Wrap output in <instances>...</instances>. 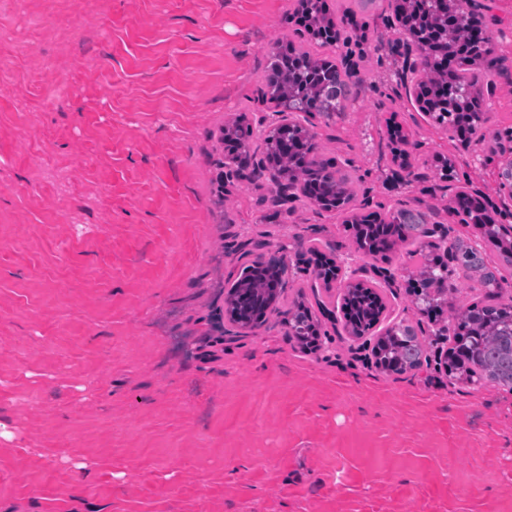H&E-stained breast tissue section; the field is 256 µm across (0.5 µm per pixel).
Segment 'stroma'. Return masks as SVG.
<instances>
[{
	"instance_id": "stroma-1",
	"label": "stroma",
	"mask_w": 512,
	"mask_h": 512,
	"mask_svg": "<svg viewBox=\"0 0 512 512\" xmlns=\"http://www.w3.org/2000/svg\"><path fill=\"white\" fill-rule=\"evenodd\" d=\"M293 0H8L0 9V512H512V389L449 375L451 341L412 305L418 246L396 251L386 323L420 322L416 370L378 369L336 298L316 352L278 318L224 316L238 258L291 250L371 267L335 214L275 207L247 180L216 196L217 131L254 123ZM492 111L512 113V0H496ZM348 56L359 97L312 118L388 208L445 207L446 153L490 199L512 141L442 149L406 95L376 0ZM423 142L402 176L389 124Z\"/></svg>"
}]
</instances>
